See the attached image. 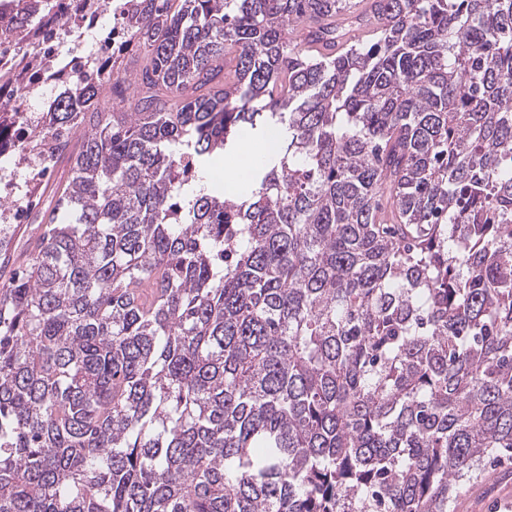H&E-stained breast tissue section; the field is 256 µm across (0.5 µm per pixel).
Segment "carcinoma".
Instances as JSON below:
<instances>
[{
	"label": "carcinoma",
	"mask_w": 512,
	"mask_h": 512,
	"mask_svg": "<svg viewBox=\"0 0 512 512\" xmlns=\"http://www.w3.org/2000/svg\"><path fill=\"white\" fill-rule=\"evenodd\" d=\"M113 2L0 0V156L51 167L0 194V512H448L512 458V0L317 56L346 0H125L90 71L37 49Z\"/></svg>",
	"instance_id": "carcinoma-1"
}]
</instances>
